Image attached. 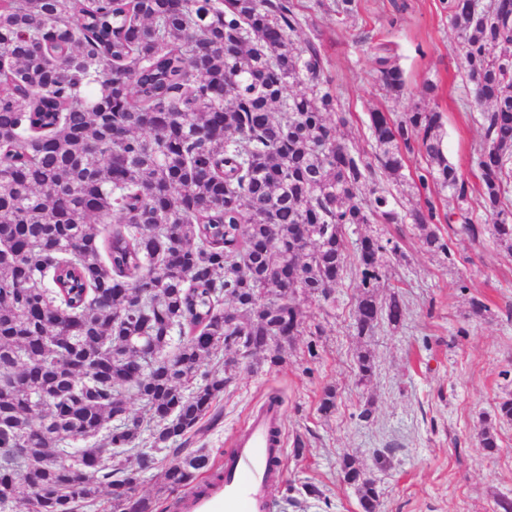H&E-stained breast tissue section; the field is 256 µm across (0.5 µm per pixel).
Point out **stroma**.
<instances>
[{
	"label": "stroma",
	"instance_id": "stroma-1",
	"mask_svg": "<svg viewBox=\"0 0 512 512\" xmlns=\"http://www.w3.org/2000/svg\"><path fill=\"white\" fill-rule=\"evenodd\" d=\"M450 0H354L350 13L338 0H298L303 25L299 40L320 47L332 89L345 112L339 133L345 143L373 161L368 114L379 109L402 116L414 104L442 114L443 148L470 189L479 180L470 158L482 143L480 115L472 84L450 23ZM395 49L407 93L386 97L376 80L374 58L381 45ZM434 83V97L424 95ZM383 237L397 240L406 255L398 285L409 304L402 329L380 324L373 336L358 339L349 327L358 280L347 274L335 288L336 305L323 313L304 302L325 334L310 341L297 337L283 365H243L218 407L220 419L191 440L192 447L217 451L230 447L266 394L281 391L282 430L286 444L302 437V455L286 451L282 474L270 497L284 512H361L358 495L345 484L339 461L347 454L369 465L381 491L380 512H495L494 500L512 498V422L497 423L500 448L487 455L477 432L484 414L512 393V255L491 236L472 241L450 235L448 254L427 252L412 224H380ZM487 304L474 315L472 299ZM317 358H310L309 348ZM371 351L375 373L367 386L356 383L359 348ZM337 388L338 408L328 417L318 410L324 386ZM373 399L370 421L358 413ZM140 448L155 460L139 486L161 506L175 498L160 493L171 457L142 435ZM384 454L387 467L372 459ZM315 485L319 496L307 495Z\"/></svg>",
	"mask_w": 512,
	"mask_h": 512
}]
</instances>
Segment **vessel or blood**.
Masks as SVG:
<instances>
[{
  "mask_svg": "<svg viewBox=\"0 0 512 512\" xmlns=\"http://www.w3.org/2000/svg\"><path fill=\"white\" fill-rule=\"evenodd\" d=\"M284 455L278 406L254 415L235 449L224 457V482L209 493L191 494L187 512H279L267 487L282 473Z\"/></svg>",
  "mask_w": 512,
  "mask_h": 512,
  "instance_id": "1",
  "label": "vessel or blood"
}]
</instances>
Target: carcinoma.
I'll return each mask as SVG.
<instances>
[{"instance_id":"carcinoma-1","label":"carcinoma","mask_w":512,"mask_h":512,"mask_svg":"<svg viewBox=\"0 0 512 512\" xmlns=\"http://www.w3.org/2000/svg\"><path fill=\"white\" fill-rule=\"evenodd\" d=\"M452 0L451 22L475 86L484 141L473 162L478 205L443 152L442 114L415 107L399 121L369 113L374 158L404 182L406 156L461 206L440 214L396 208L374 169L337 135L319 45L299 43L295 0H0V505L28 490L25 512H155L137 494L152 460L134 448L144 417L153 446L173 456L165 490L204 492L220 461L191 437L216 422L237 371L205 368L224 349L272 367L283 336H322L304 297L336 304L348 269L360 280L350 327H402L403 296L379 295L403 258L398 242L352 226L411 224L427 251L448 255L440 224L512 253V0ZM375 72L406 92L380 47ZM302 87L290 94L288 89ZM357 383L375 372L358 352ZM333 386L319 411H336ZM512 421V396L478 438L498 451L492 420ZM104 435L105 444L68 448ZM69 455V467L59 458ZM362 512L380 493L354 456L340 462Z\"/></svg>"}]
</instances>
